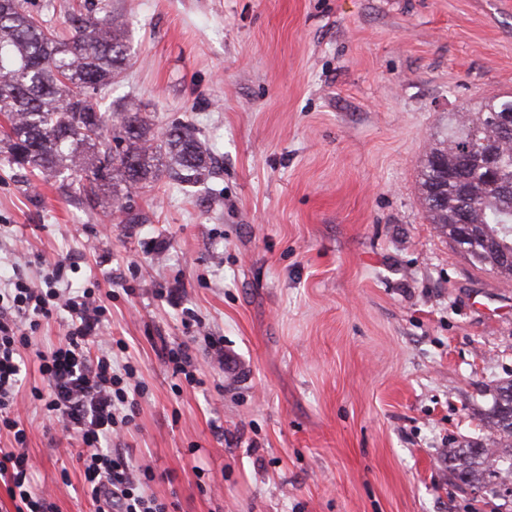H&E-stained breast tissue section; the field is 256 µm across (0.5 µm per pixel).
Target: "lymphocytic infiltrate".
<instances>
[{"label": "lymphocytic infiltrate", "instance_id": "lymphocytic-infiltrate-1", "mask_svg": "<svg viewBox=\"0 0 512 512\" xmlns=\"http://www.w3.org/2000/svg\"><path fill=\"white\" fill-rule=\"evenodd\" d=\"M67 264L58 262L45 277L44 287L26 278L6 279L0 291V431H8L20 452L0 455V476L16 512H52L44 494L29 486L31 460L24 452L27 430L19 411L18 387L23 353L41 320L63 312L68 316L64 341L40 354L44 388L34 389L51 417L65 432L77 436L84 450L79 459L97 512H169L166 502L143 490V475L126 457L108 449L116 429L134 421L136 398L144 392L136 368L114 360L111 349L90 356L87 347L102 341L108 309L90 289L73 290L66 280Z\"/></svg>", "mask_w": 512, "mask_h": 512}]
</instances>
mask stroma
I'll list each match as a JSON object with an SVG mask.
<instances>
[{
    "instance_id": "stroma-1",
    "label": "stroma",
    "mask_w": 512,
    "mask_h": 512,
    "mask_svg": "<svg viewBox=\"0 0 512 512\" xmlns=\"http://www.w3.org/2000/svg\"><path fill=\"white\" fill-rule=\"evenodd\" d=\"M133 58L107 104L190 122L215 174L160 175L126 224L0 159V270L100 288L146 388L112 445L171 512H512L448 451L512 379V281L429 224L421 160L461 104L512 94V0H108ZM31 484L95 512L76 436L30 401ZM223 362L208 360V340ZM188 343L201 384L173 375Z\"/></svg>"
}]
</instances>
